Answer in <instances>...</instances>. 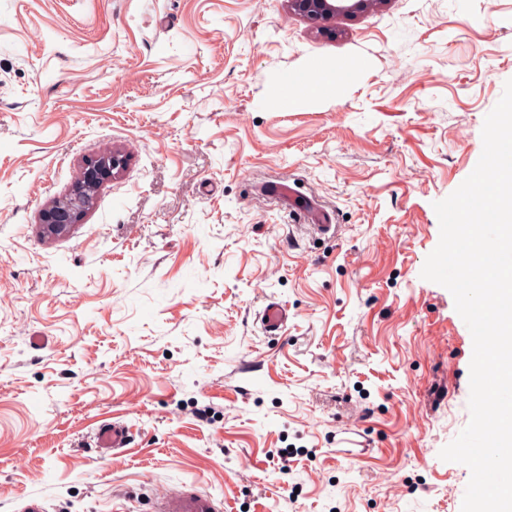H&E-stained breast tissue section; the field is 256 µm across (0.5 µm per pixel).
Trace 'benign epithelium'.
<instances>
[{"instance_id": "7a95c632", "label": "benign epithelium", "mask_w": 512, "mask_h": 512, "mask_svg": "<svg viewBox=\"0 0 512 512\" xmlns=\"http://www.w3.org/2000/svg\"><path fill=\"white\" fill-rule=\"evenodd\" d=\"M385 2L387 0H288L294 14L325 23L323 31L332 37L339 33V21L378 8ZM124 166L125 159L117 152L88 159L77 187L66 197L46 206L41 212V223L53 233H61L70 225L80 223L97 189L112 180Z\"/></svg>"}]
</instances>
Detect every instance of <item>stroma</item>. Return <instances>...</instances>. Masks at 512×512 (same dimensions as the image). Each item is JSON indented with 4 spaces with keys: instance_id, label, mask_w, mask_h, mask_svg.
Segmentation results:
<instances>
[{
    "instance_id": "obj_1",
    "label": "stroma",
    "mask_w": 512,
    "mask_h": 512,
    "mask_svg": "<svg viewBox=\"0 0 512 512\" xmlns=\"http://www.w3.org/2000/svg\"><path fill=\"white\" fill-rule=\"evenodd\" d=\"M485 2L391 0L328 38L288 0H0V512H149L192 480L224 512H460L470 471L439 452L472 352L421 271L512 79V0ZM339 63L338 99L281 102ZM125 166V159L110 152L88 159L81 171L80 182L66 197L52 202L41 212V223L53 233H61L70 224L80 223L89 208L94 193ZM259 321L265 336H278L288 323V307L281 302L270 300L262 309ZM96 448L101 451H112L117 448H124L126 444V431L124 427L112 424L101 426L96 433Z\"/></svg>"
}]
</instances>
